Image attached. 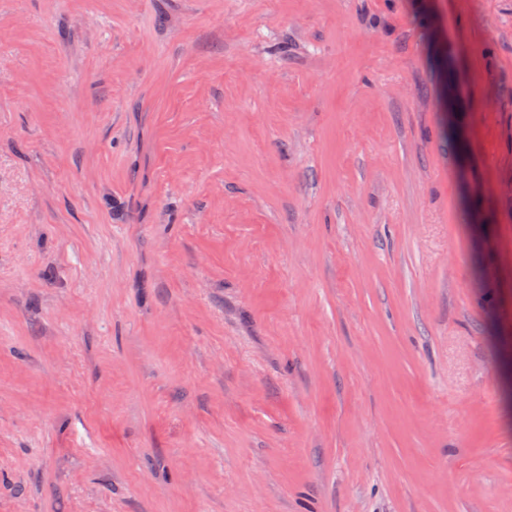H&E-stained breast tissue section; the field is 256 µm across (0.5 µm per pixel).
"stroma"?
I'll use <instances>...</instances> for the list:
<instances>
[{
  "label": "stroma",
  "instance_id": "obj_1",
  "mask_svg": "<svg viewBox=\"0 0 512 512\" xmlns=\"http://www.w3.org/2000/svg\"><path fill=\"white\" fill-rule=\"evenodd\" d=\"M507 354L512 0H0V512H512Z\"/></svg>",
  "mask_w": 512,
  "mask_h": 512
}]
</instances>
